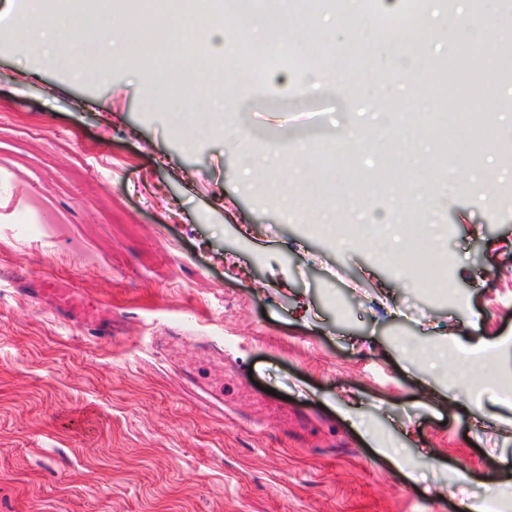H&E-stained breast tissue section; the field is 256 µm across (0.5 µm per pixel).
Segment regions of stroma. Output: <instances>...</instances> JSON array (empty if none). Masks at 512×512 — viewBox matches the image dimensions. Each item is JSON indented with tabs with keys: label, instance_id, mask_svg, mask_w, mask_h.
Wrapping results in <instances>:
<instances>
[{
	"label": "stroma",
	"instance_id": "1",
	"mask_svg": "<svg viewBox=\"0 0 512 512\" xmlns=\"http://www.w3.org/2000/svg\"><path fill=\"white\" fill-rule=\"evenodd\" d=\"M69 10V68L0 36V512H512V207L408 208L396 264L340 206L390 211L389 126L442 157L447 113L371 60L356 95L300 98L299 44L264 54L240 124L256 153L303 145L322 188L287 210L289 171L248 163L194 72L168 85L151 19L108 57L104 10ZM48 277L111 308V339ZM479 339L506 356L460 358ZM41 286L42 288H36V291L53 294L59 307L80 319L88 330L93 331L89 334L97 338L106 336H101L107 331L102 328V322H112V311L110 309L93 306L89 302H85L73 288H55V282L45 280L42 281Z\"/></svg>",
	"mask_w": 512,
	"mask_h": 512
}]
</instances>
